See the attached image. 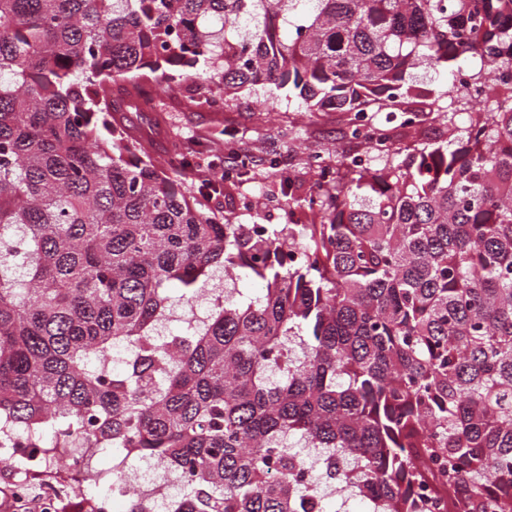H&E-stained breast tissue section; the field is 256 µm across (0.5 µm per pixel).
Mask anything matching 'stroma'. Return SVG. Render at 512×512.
<instances>
[{
  "instance_id": "stroma-1",
  "label": "stroma",
  "mask_w": 512,
  "mask_h": 512,
  "mask_svg": "<svg viewBox=\"0 0 512 512\" xmlns=\"http://www.w3.org/2000/svg\"><path fill=\"white\" fill-rule=\"evenodd\" d=\"M149 105L141 111L118 113V120L133 133L147 137L151 155L167 163L175 141L197 152L189 168H177L176 177L190 192H199L211 178L209 161L222 152L225 142H235L251 158V171L243 180L223 181L220 190L206 197L207 208L233 224H284L289 216L311 222L304 200L318 192V178L308 164L311 153H320L327 164L341 155L359 152L349 137L356 119L350 112H307L300 100L282 92L256 88L227 99L223 111L191 107L188 97L208 96L210 88L190 79L164 89L145 86ZM301 201L289 211V200Z\"/></svg>"
}]
</instances>
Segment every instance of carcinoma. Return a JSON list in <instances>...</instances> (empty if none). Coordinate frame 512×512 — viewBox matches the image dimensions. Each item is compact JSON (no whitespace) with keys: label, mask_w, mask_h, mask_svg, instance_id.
<instances>
[{"label":"carcinoma","mask_w":512,"mask_h":512,"mask_svg":"<svg viewBox=\"0 0 512 512\" xmlns=\"http://www.w3.org/2000/svg\"><path fill=\"white\" fill-rule=\"evenodd\" d=\"M420 64L450 93L511 68L512 0H0V433L53 467L99 449L91 495L110 476L127 512H154L123 482L151 459L167 512H512L511 82L437 144L354 124L400 161L312 156L317 224L220 223L114 119L195 76L214 111L286 89L411 127ZM221 273L262 293L159 330Z\"/></svg>","instance_id":"cac0c4a2"}]
</instances>
